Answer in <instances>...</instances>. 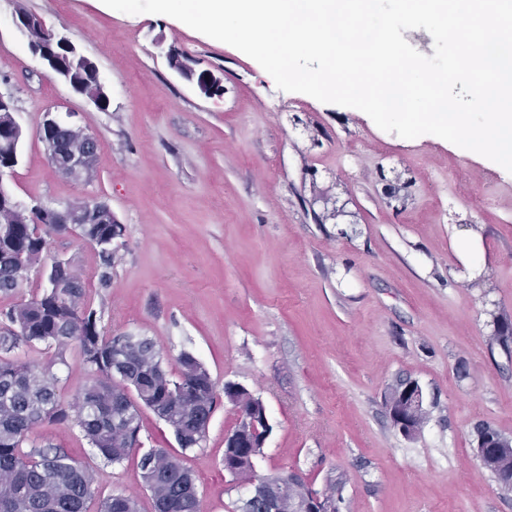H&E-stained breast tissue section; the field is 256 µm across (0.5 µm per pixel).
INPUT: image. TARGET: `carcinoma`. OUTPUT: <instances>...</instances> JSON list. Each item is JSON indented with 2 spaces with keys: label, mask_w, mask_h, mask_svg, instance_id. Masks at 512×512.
Segmentation results:
<instances>
[{
  "label": "carcinoma",
  "mask_w": 512,
  "mask_h": 512,
  "mask_svg": "<svg viewBox=\"0 0 512 512\" xmlns=\"http://www.w3.org/2000/svg\"><path fill=\"white\" fill-rule=\"evenodd\" d=\"M51 52L68 70L64 82L73 91L108 108L97 67L73 59L64 46ZM93 219L73 228L75 235L93 246H112L123 225L102 210ZM64 234L29 212L17 224H0V295L14 294L40 264L51 237ZM52 280L54 287L0 311V512H89L93 471L63 448L38 445L32 434L42 424L72 423L105 463L119 465L141 447L142 408L163 419L187 451L199 446L198 427L216 403L210 373L191 353L180 354L177 375H172L153 339L104 334L102 316L87 302L80 278L56 271ZM36 345L53 350L48 362L32 364L17 356ZM72 350L90 379L69 404L53 368L68 364ZM262 453L259 436L249 437L248 446L237 449L238 472L250 475ZM138 465L156 512H201L192 475L168 449H148ZM96 512H139L138 501L117 492L99 500Z\"/></svg>",
  "instance_id": "cac0c4a2"
}]
</instances>
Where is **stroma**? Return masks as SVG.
<instances>
[{"mask_svg":"<svg viewBox=\"0 0 512 512\" xmlns=\"http://www.w3.org/2000/svg\"><path fill=\"white\" fill-rule=\"evenodd\" d=\"M25 8L98 67L99 110L48 72L16 27ZM220 77L203 95L172 70ZM0 95L24 129L17 199L107 203L122 224L108 282L94 247L52 238L108 335L152 338L169 371L182 352L216 389L238 384L272 431L257 473L342 489L338 512H512L475 453L477 429L512 438V173L431 134L405 139L364 112L279 90L238 49L164 15L102 0H0ZM70 117L98 141L89 179L55 171L36 130ZM344 215H336V208ZM418 382L421 431L393 427L388 393ZM239 412L218 397L204 447L181 455L202 512H232L249 487L224 468ZM95 471L97 497L154 512L137 456L108 465L70 424L37 428Z\"/></svg>","mask_w":512,"mask_h":512,"instance_id":"1","label":"stroma"}]
</instances>
